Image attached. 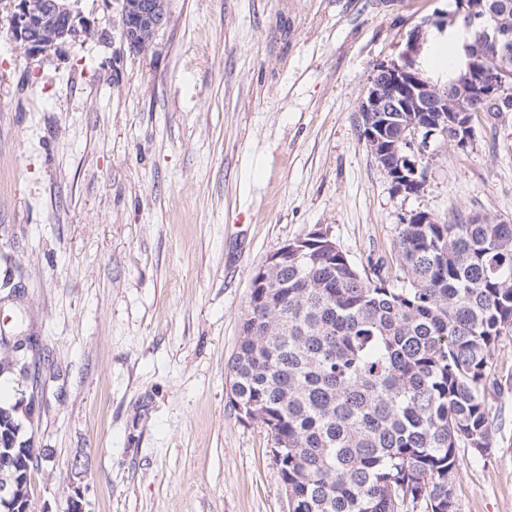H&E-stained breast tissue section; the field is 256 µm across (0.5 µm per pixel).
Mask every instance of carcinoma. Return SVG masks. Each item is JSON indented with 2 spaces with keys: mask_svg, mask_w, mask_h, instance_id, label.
<instances>
[{
  "mask_svg": "<svg viewBox=\"0 0 512 512\" xmlns=\"http://www.w3.org/2000/svg\"><path fill=\"white\" fill-rule=\"evenodd\" d=\"M396 248L398 285L309 245L272 272L273 303L241 322L232 404L270 429L290 512H448L459 450L491 447L512 224L403 223ZM16 357L28 368L25 351L0 344V362Z\"/></svg>",
  "mask_w": 512,
  "mask_h": 512,
  "instance_id": "cac0c4a2",
  "label": "carcinoma"
}]
</instances>
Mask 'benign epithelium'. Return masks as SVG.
Listing matches in <instances>:
<instances>
[{"label":"benign epithelium","instance_id":"benign-epithelium-1","mask_svg":"<svg viewBox=\"0 0 512 512\" xmlns=\"http://www.w3.org/2000/svg\"><path fill=\"white\" fill-rule=\"evenodd\" d=\"M119 4L121 37L130 51L146 54L154 46L158 34L171 22V0H101L105 8L111 2ZM81 0H0V13L7 12L10 40L29 57L46 56L67 45L83 44L93 39H105L107 33L96 28L80 9ZM462 19L465 38L462 42V75L453 88L438 87L426 79L417 67V60L429 41L428 24L414 26L407 34L405 48L399 59L382 63L376 69L359 112L364 116L362 139L368 152L389 174L392 189L397 194L412 195L424 188L427 167L424 161L435 156L432 145L446 135L448 112L454 111L453 125L457 138L450 140L455 147L467 148L473 141L471 104L476 100L512 99L509 79L503 70H489L484 57L492 54L501 60L512 59V27L499 20L494 9L484 0H461L454 13L434 22L437 30ZM453 103H448V94ZM402 114L405 139L388 140L384 127L386 113ZM429 112L440 115V123L429 125ZM315 239L336 254V241L329 231L318 227L304 238L296 239L270 254L257 269L251 288H266L269 271L288 261V254H301L309 241ZM81 472L73 471L68 512H84ZM28 480L23 460L5 456L0 466V508L3 512H33L30 499L21 498L17 489Z\"/></svg>","mask_w":512,"mask_h":512}]
</instances>
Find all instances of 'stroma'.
<instances>
[{
    "instance_id": "1",
    "label": "stroma",
    "mask_w": 512,
    "mask_h": 512,
    "mask_svg": "<svg viewBox=\"0 0 512 512\" xmlns=\"http://www.w3.org/2000/svg\"><path fill=\"white\" fill-rule=\"evenodd\" d=\"M453 0H172L152 52L117 8L82 0L107 41L36 59L0 25V332L35 339L20 436L67 512H285L260 423L231 403L251 279L327 229L365 270L399 273L397 226L424 211L512 221V111L440 142L420 194L398 195L359 133L374 70ZM492 447L459 455L458 512H512V334L495 353Z\"/></svg>"
}]
</instances>
